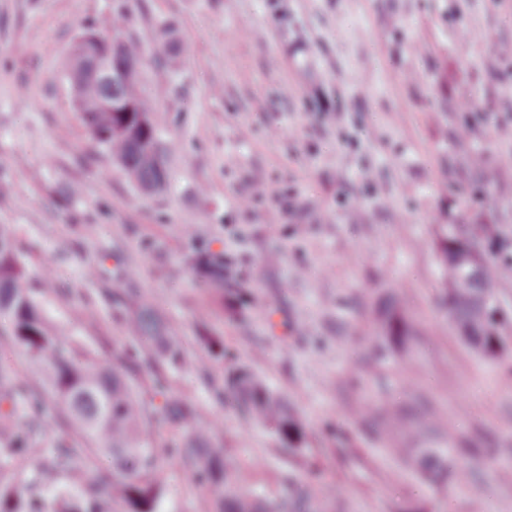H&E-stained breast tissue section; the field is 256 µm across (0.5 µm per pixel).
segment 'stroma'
<instances>
[{"mask_svg":"<svg viewBox=\"0 0 512 512\" xmlns=\"http://www.w3.org/2000/svg\"><path fill=\"white\" fill-rule=\"evenodd\" d=\"M116 16L175 144L155 195L89 139L65 76L81 29L111 34ZM165 30L176 48L159 55ZM259 182L277 196L245 211ZM0 224L47 316L97 361L138 344L104 289L156 301L191 362L171 386L218 422L250 491L280 503L296 481L335 488L313 512H512V365L459 342L435 247L445 224L512 237V0H0ZM197 248L248 257L259 299L245 319L210 313L185 263ZM389 297L419 334L373 361ZM202 324L287 398L302 451L216 398L226 365L206 364ZM427 406L434 429H400L399 408ZM476 434L491 450L465 457L460 485L425 483L390 452ZM62 435L48 426L25 461L0 457V480L27 493ZM166 488L160 512L212 495L179 461Z\"/></svg>","mask_w":512,"mask_h":512,"instance_id":"1","label":"stroma"}]
</instances>
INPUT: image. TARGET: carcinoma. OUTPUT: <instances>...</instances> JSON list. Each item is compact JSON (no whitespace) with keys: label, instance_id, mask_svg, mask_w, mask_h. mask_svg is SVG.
Listing matches in <instances>:
<instances>
[{"label":"carcinoma","instance_id":"1","mask_svg":"<svg viewBox=\"0 0 512 512\" xmlns=\"http://www.w3.org/2000/svg\"><path fill=\"white\" fill-rule=\"evenodd\" d=\"M116 62L129 73L119 83L97 78L77 61L67 66L73 103L81 109V122L90 139L108 155L141 191L153 193L169 183L167 149L151 95L140 78L141 52L134 42L121 41ZM109 100L132 105L131 112H104ZM148 118L141 127V117ZM474 236L459 224H448L438 237L437 251L446 272L442 301L450 326L478 357L498 362L512 356L506 341L508 325L496 317L499 307L497 255L484 248L483 238L495 233L481 225ZM472 260L466 269L460 256ZM103 293L131 311L126 332L138 338L144 356L112 353V364L102 365L79 341L62 335L46 317L34 296L25 262L6 225L0 224V347L22 351L41 371V386L19 382L13 370L0 365V433L6 436L0 454L23 461L31 454L32 432L42 418L62 420L79 440L61 441L47 449L43 469L36 478L69 474L84 477V491L72 496L59 481L54 512H159L166 494L165 474L174 459L188 466L196 479L214 488L207 512H273L269 502L248 493L241 469L226 448L213 447L215 426L200 423L201 411L179 393L165 389L166 374L186 364L182 337L162 321L154 306L132 288ZM219 305L241 316L254 295L233 282L218 289ZM379 335L400 354L409 351L416 329L404 308L386 303L377 315ZM210 358H224V339L207 333L199 336ZM223 391L248 416L269 427L282 447L299 452L305 434L292 406L271 391L249 368L233 366L224 374ZM17 416L29 419L26 429L13 426ZM160 420L186 432L179 448H168L148 430ZM402 457L417 463L422 480L431 485L461 483L465 468L448 464L446 448H403ZM107 460L104 467L89 466V455ZM41 494L22 496L17 488L0 481V512H46Z\"/></svg>","mask_w":512,"mask_h":512}]
</instances>
